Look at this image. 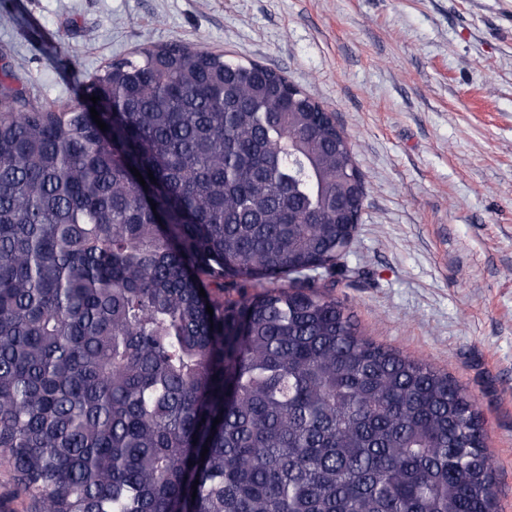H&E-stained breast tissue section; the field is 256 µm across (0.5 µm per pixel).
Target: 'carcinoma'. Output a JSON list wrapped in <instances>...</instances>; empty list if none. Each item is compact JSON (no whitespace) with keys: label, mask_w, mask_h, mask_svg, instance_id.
I'll list each match as a JSON object with an SVG mask.
<instances>
[{"label":"carcinoma","mask_w":512,"mask_h":512,"mask_svg":"<svg viewBox=\"0 0 512 512\" xmlns=\"http://www.w3.org/2000/svg\"><path fill=\"white\" fill-rule=\"evenodd\" d=\"M8 78L0 451L35 512H496L475 400L319 291L355 161L303 93L150 45L86 82L102 131Z\"/></svg>","instance_id":"1"}]
</instances>
